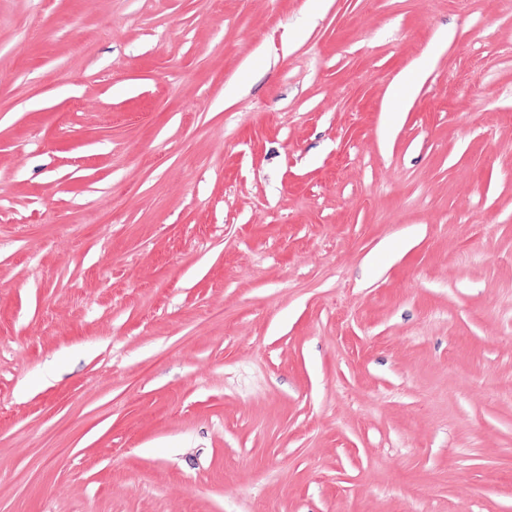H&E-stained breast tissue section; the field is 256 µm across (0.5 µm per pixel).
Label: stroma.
<instances>
[{
  "label": "stroma",
  "instance_id": "35a3bbf8",
  "mask_svg": "<svg viewBox=\"0 0 512 512\" xmlns=\"http://www.w3.org/2000/svg\"><path fill=\"white\" fill-rule=\"evenodd\" d=\"M0 512H512V9L0 0Z\"/></svg>",
  "mask_w": 512,
  "mask_h": 512
}]
</instances>
